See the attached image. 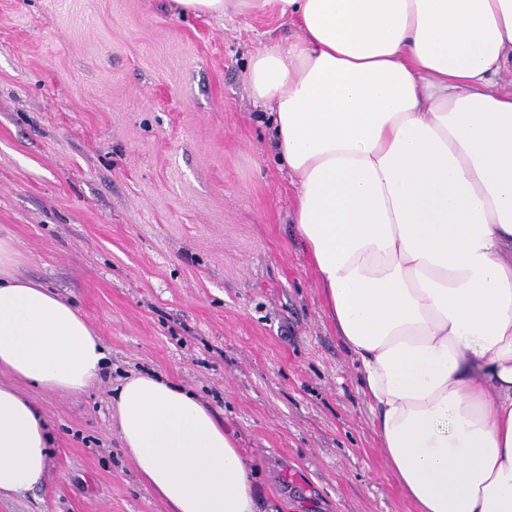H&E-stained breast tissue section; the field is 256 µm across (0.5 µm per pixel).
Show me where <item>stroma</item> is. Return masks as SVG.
<instances>
[{"label":"stroma","mask_w":512,"mask_h":512,"mask_svg":"<svg viewBox=\"0 0 512 512\" xmlns=\"http://www.w3.org/2000/svg\"><path fill=\"white\" fill-rule=\"evenodd\" d=\"M294 33L272 10L0 0V235L109 358L82 394L29 390L53 437L47 474L0 512H167L112 425L131 373L212 406L259 472L258 512H416L249 94L251 55Z\"/></svg>","instance_id":"obj_1"}]
</instances>
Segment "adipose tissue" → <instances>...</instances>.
<instances>
[{
	"instance_id": "adipose-tissue-1",
	"label": "adipose tissue",
	"mask_w": 512,
	"mask_h": 512,
	"mask_svg": "<svg viewBox=\"0 0 512 512\" xmlns=\"http://www.w3.org/2000/svg\"><path fill=\"white\" fill-rule=\"evenodd\" d=\"M275 6L292 40L252 54V97L297 183L292 219L354 355L387 464L418 512H512V0H175ZM0 236V498L45 476L20 385L74 394L106 354ZM125 454L171 512H256L232 431L186 389L112 390Z\"/></svg>"
}]
</instances>
